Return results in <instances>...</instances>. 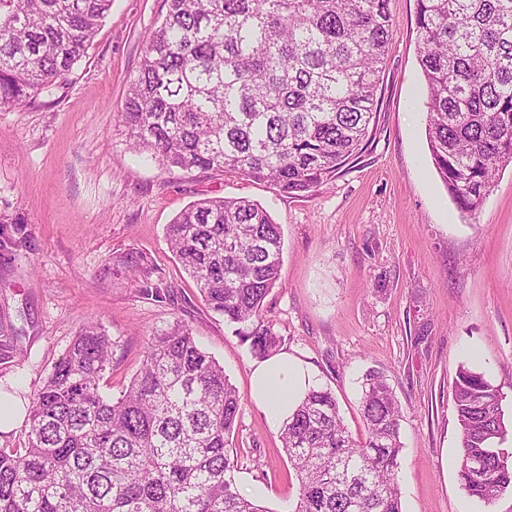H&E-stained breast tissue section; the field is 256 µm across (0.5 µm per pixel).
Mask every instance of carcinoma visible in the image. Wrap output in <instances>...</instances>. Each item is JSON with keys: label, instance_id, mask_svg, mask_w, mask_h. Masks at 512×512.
<instances>
[{"label": "carcinoma", "instance_id": "carcinoma-1", "mask_svg": "<svg viewBox=\"0 0 512 512\" xmlns=\"http://www.w3.org/2000/svg\"><path fill=\"white\" fill-rule=\"evenodd\" d=\"M144 37L121 120L164 170L234 172L291 196L365 152L393 22L388 0H166ZM426 137L448 195L477 213L512 164V0H416ZM112 0H0V107L68 84ZM203 301L263 359L278 352L265 299L283 235L246 198L200 199L166 227ZM112 343L84 324L32 398L22 446L0 447V512H274L239 491L231 438L242 398L177 322L151 338L121 398L100 393ZM500 386L458 369V475L491 504L512 493V422ZM353 438L328 388L281 431L299 477L292 512H403L401 410L376 372ZM484 471L475 478L469 462Z\"/></svg>", "mask_w": 512, "mask_h": 512}]
</instances>
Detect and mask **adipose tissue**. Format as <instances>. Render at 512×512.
I'll return each instance as SVG.
<instances>
[{
  "label": "adipose tissue",
  "mask_w": 512,
  "mask_h": 512,
  "mask_svg": "<svg viewBox=\"0 0 512 512\" xmlns=\"http://www.w3.org/2000/svg\"><path fill=\"white\" fill-rule=\"evenodd\" d=\"M316 386L315 370L285 352L251 365L249 396L275 425L286 423L297 401Z\"/></svg>",
  "instance_id": "ef3b65f1"
}]
</instances>
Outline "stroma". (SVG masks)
I'll use <instances>...</instances> for the list:
<instances>
[{
    "instance_id": "stroma-1",
    "label": "stroma",
    "mask_w": 512,
    "mask_h": 512,
    "mask_svg": "<svg viewBox=\"0 0 512 512\" xmlns=\"http://www.w3.org/2000/svg\"><path fill=\"white\" fill-rule=\"evenodd\" d=\"M388 8L375 134L360 159L302 197L229 172L164 171L128 149L120 113L166 0H112L66 89L0 107V392L30 403L92 321L113 343L100 390L118 398L149 338L182 322L242 396L239 491L291 512L299 480L279 429L249 397L254 357L165 238L192 202L244 197L283 231L281 283L265 300L282 351L314 366L355 438L365 436L364 374L376 370L393 388L403 512H512L510 492L487 505L461 488L452 399L465 365L500 385L512 416V165L477 214L457 209L425 135L416 0ZM132 254L148 274L128 273ZM154 284L168 288L167 301L142 295Z\"/></svg>"
}]
</instances>
